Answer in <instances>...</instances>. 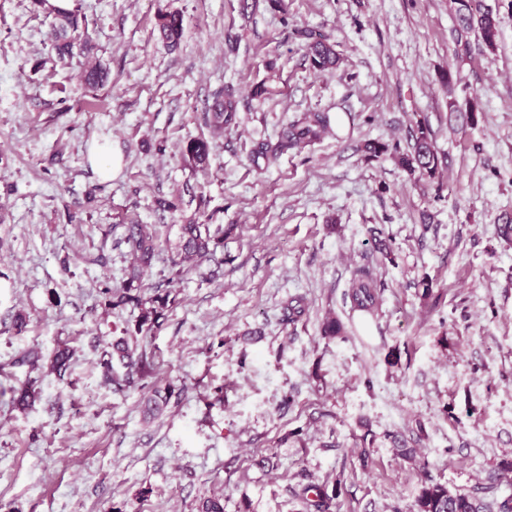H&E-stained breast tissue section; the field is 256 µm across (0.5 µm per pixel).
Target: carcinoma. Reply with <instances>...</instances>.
<instances>
[{"mask_svg": "<svg viewBox=\"0 0 512 512\" xmlns=\"http://www.w3.org/2000/svg\"><path fill=\"white\" fill-rule=\"evenodd\" d=\"M41 12L51 17L48 41L55 62L64 68L78 64L85 84L91 88L103 85L109 76L108 69L88 60L74 61L75 50L91 49L86 16L79 6L56 7L48 0H33ZM456 21V47L468 46L470 35L477 36L490 53L497 48L500 22L496 12L483 4V0H451ZM157 31L166 46L175 51L179 48L184 31L181 13L160 9L157 14ZM305 52L310 68L325 73L338 68L340 57L329 38L316 28H298L293 32ZM212 101L203 121L209 133H222L235 126L238 103L231 87H221L211 95ZM331 129V117L327 112H307L285 124L275 138H268L253 145L250 159L254 165L268 162L285 153L302 152L318 139L321 133ZM361 151L365 158L383 155L394 158L408 175L430 182L439 177L441 158L436 147L434 132L424 120H418L410 142L406 147L398 143L367 141ZM212 152V140L201 135L187 140L181 148L183 165L193 171L208 169ZM197 201L191 215L183 211V196ZM210 200L188 183L169 198L154 201V210L168 213L178 222V240L170 245L167 237L168 224H142L138 221L122 225L119 243L125 245L129 264L120 282L103 288L106 305L114 310L126 308L137 312L134 320L124 330V335L112 341L102 353L100 374L103 383L115 392L132 387H145V379L153 373V365L145 351L139 349L138 337L147 336L159 328L166 312L174 305L176 295L169 288L151 287L144 282L145 269L152 266L161 244L168 245V280L180 278L186 271H194L204 281L221 276L224 266V225L213 220L219 210H209ZM352 308L374 314L379 294L369 274L362 270L347 294ZM72 351L63 347L51 359V369L61 373L68 369ZM180 391L168 383L153 384L145 396L146 412L150 416L160 414ZM343 482L336 479L326 483L308 482L301 486L297 495L304 503L305 512H331L333 501L339 496ZM416 512H512V495L500 500L485 502L469 491L450 490L448 486L431 479L425 480L416 498Z\"/></svg>", "mask_w": 512, "mask_h": 512, "instance_id": "obj_1", "label": "carcinoma"}]
</instances>
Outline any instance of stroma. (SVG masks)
Returning <instances> with one entry per match:
<instances>
[{
	"mask_svg": "<svg viewBox=\"0 0 512 512\" xmlns=\"http://www.w3.org/2000/svg\"><path fill=\"white\" fill-rule=\"evenodd\" d=\"M79 2L110 69L95 89L43 66L50 21L31 0H0V512H198L207 497L224 512H304L303 477L339 474L333 512H414L427 475L512 495L498 476L512 458V243L496 232L512 222V0H485L500 21L496 53L473 38L458 56L448 0H288L287 14L262 5L248 17L239 0ZM161 8L184 16L177 51L153 34ZM302 27L329 36L337 71L310 68L293 36ZM446 69L459 73L454 88L439 80ZM225 85L239 125L215 139L201 181L224 226V274L173 280L163 325L139 337L153 382L181 390L148 421L142 390L101 380L102 349L129 317L101 289L126 266L119 225L162 223L154 199L189 179L178 149L204 132ZM260 85L268 95L254 96ZM312 111L330 113L331 132L253 170L252 141ZM423 118L439 183L364 158L363 143H407ZM95 144L123 158L112 179L89 161ZM86 207L87 223H66ZM362 269L382 299L372 316L346 297ZM294 297L305 312L291 324ZM330 313L345 338L322 337ZM63 344L74 358L60 376L47 364ZM27 352L37 364L21 363ZM24 386L34 399L19 409ZM419 428L424 472L389 439Z\"/></svg>",
	"mask_w": 512,
	"mask_h": 512,
	"instance_id": "35a3bbf8",
	"label": "stroma"
}]
</instances>
